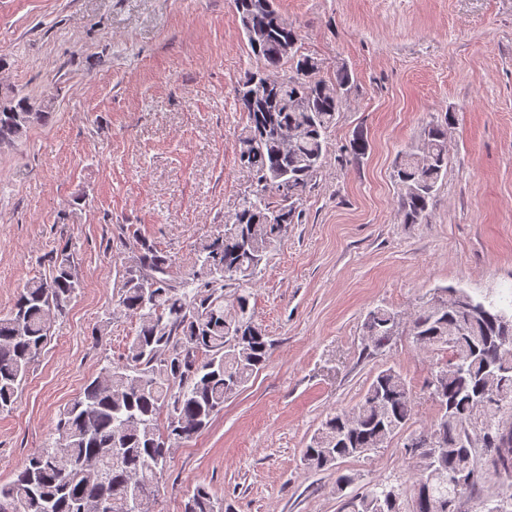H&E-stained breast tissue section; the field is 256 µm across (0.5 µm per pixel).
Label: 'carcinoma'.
Listing matches in <instances>:
<instances>
[{
	"mask_svg": "<svg viewBox=\"0 0 512 512\" xmlns=\"http://www.w3.org/2000/svg\"><path fill=\"white\" fill-rule=\"evenodd\" d=\"M241 29L257 62L235 89L239 110L247 117L238 135V160L251 176V186L224 232L197 249L192 272L177 286L169 278L170 258L142 243L125 267L116 311L138 321L124 361L104 367L60 412L44 445L32 452L14 480L0 483V512H128L136 498L155 500L159 479L173 447L205 429L224 410V402L262 369L272 343L249 311V296L224 304L227 281H250L285 226L294 223L295 204L302 199L327 152V132L336 123L351 88L341 70L331 82L314 80L320 62L300 51L295 26L282 17L274 0H235ZM259 32L255 42L249 32ZM288 66V74L279 70ZM276 78L269 92L250 101L247 86L254 77ZM49 116L25 98L0 105V143L21 138L28 127ZM429 126L422 142L405 152L396 165L398 210L405 224H421L430 213L434 192L447 166V126ZM72 256L55 255L51 273L31 279L12 307L0 313V413L9 411L26 383L30 367L46 347L50 333L78 289ZM481 313L468 316L442 307L431 297L410 319L417 348L445 351L438 367L445 374L439 391V417L428 430L411 436L406 451L420 459L409 512H448V481L457 474L474 475L475 490L483 471L477 454L512 467V378L495 389L490 376L512 375V291L506 303L477 301ZM396 313L369 312L364 323L365 349L391 340ZM459 336L457 344L448 337ZM413 399L395 370L380 371L355 412L358 425L347 430L344 413L329 416L303 450L304 464L315 470L360 456L402 430L413 413ZM494 435L496 443L467 447L469 432ZM379 485L347 499L345 512L384 510ZM184 512H224V504L197 487Z\"/></svg>",
	"mask_w": 512,
	"mask_h": 512,
	"instance_id": "obj_1",
	"label": "carcinoma"
}]
</instances>
